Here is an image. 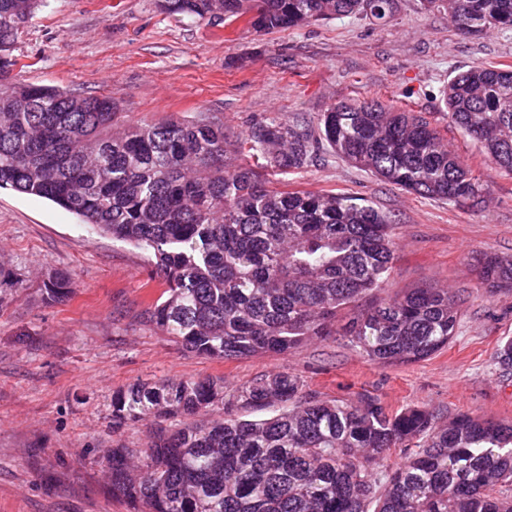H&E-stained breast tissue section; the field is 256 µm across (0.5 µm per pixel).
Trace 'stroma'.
Segmentation results:
<instances>
[{
  "label": "stroma",
  "instance_id": "obj_1",
  "mask_svg": "<svg viewBox=\"0 0 512 512\" xmlns=\"http://www.w3.org/2000/svg\"><path fill=\"white\" fill-rule=\"evenodd\" d=\"M11 55L10 80L112 96L130 123L206 112L233 139L271 118L311 126L331 104L378 98L436 120L491 193L479 209L420 197L330 154L268 174L272 188L357 196L391 217L396 262L382 297L465 295L447 348L383 365L340 335L241 360L188 353L146 321L162 288L144 253L46 199L0 190V277L15 284L0 294V512H130L112 495L106 456L113 439L140 448L156 428L146 419L112 432V395L136 382L209 378L231 389L288 372L325 400L424 407L441 425L463 413L512 421V368L495 362L512 336V292L488 288L477 265L484 252L512 255V178L487 167L441 106L444 85L468 66L512 69V30L463 34L420 0H398L382 24L340 16L271 32L173 18L157 0H46ZM55 271L75 288L51 303L44 283Z\"/></svg>",
  "mask_w": 512,
  "mask_h": 512
}]
</instances>
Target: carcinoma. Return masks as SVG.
<instances>
[{
  "label": "carcinoma",
  "mask_w": 512,
  "mask_h": 512,
  "mask_svg": "<svg viewBox=\"0 0 512 512\" xmlns=\"http://www.w3.org/2000/svg\"><path fill=\"white\" fill-rule=\"evenodd\" d=\"M44 0H0V80L19 30ZM171 16L219 15L255 30L363 16L384 23L396 0H158ZM469 34L512 30V0H422ZM448 120L475 140L488 166L512 175V70L477 64L444 86ZM330 151L406 192L478 208L490 185L448 149L420 112L380 99L338 102L316 128L270 119L241 140L201 113L130 124L112 98L53 87H0V190L52 201L146 255L162 292L149 321L209 359L284 354L330 335L337 318L378 292L396 259L391 218L369 200L269 189L232 157L281 174ZM479 277L512 291V256L485 253ZM47 299L69 276L44 283ZM460 295L416 288L380 299L343 327L381 364L425 360L448 347ZM221 408L224 417H201ZM276 414L245 419L247 409ZM152 416L143 448L115 443L112 495L133 512H512V421L470 414L438 426L424 408L389 411L364 397L322 400L279 372L235 390L210 379L112 395V432ZM401 461L392 460L395 451Z\"/></svg>",
  "instance_id": "obj_1"
}]
</instances>
